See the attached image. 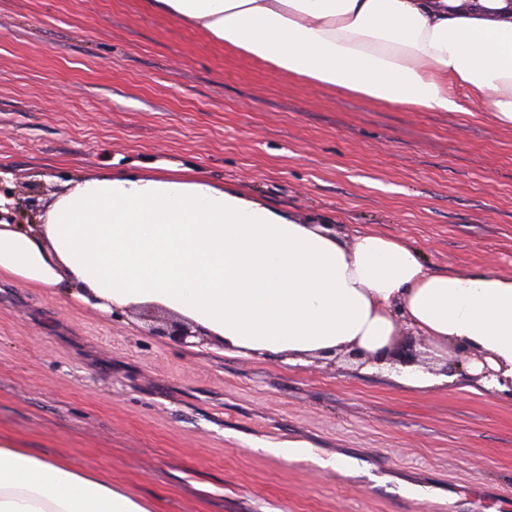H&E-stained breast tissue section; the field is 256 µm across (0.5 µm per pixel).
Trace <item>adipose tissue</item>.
I'll return each mask as SVG.
<instances>
[{
  "label": "adipose tissue",
  "instance_id": "ef3b65f1",
  "mask_svg": "<svg viewBox=\"0 0 512 512\" xmlns=\"http://www.w3.org/2000/svg\"><path fill=\"white\" fill-rule=\"evenodd\" d=\"M309 82L431 112L482 105L512 127V0H149ZM0 278L109 315L153 306L226 351L303 363L392 349L403 329L473 353L512 388V276L430 270L403 240L339 239L208 181L69 182L36 224H0ZM0 512H154L66 460L0 439Z\"/></svg>",
  "mask_w": 512,
  "mask_h": 512
}]
</instances>
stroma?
Masks as SVG:
<instances>
[{"label": "stroma", "instance_id": "stroma-1", "mask_svg": "<svg viewBox=\"0 0 512 512\" xmlns=\"http://www.w3.org/2000/svg\"><path fill=\"white\" fill-rule=\"evenodd\" d=\"M202 178L436 271L512 275V129L310 84L148 0H0V195L37 223L67 181ZM0 437L94 469L155 512H503L512 393L414 389L146 332L62 288L0 280ZM302 440L314 460L261 444ZM485 496L475 502L473 489Z\"/></svg>", "mask_w": 512, "mask_h": 512}]
</instances>
